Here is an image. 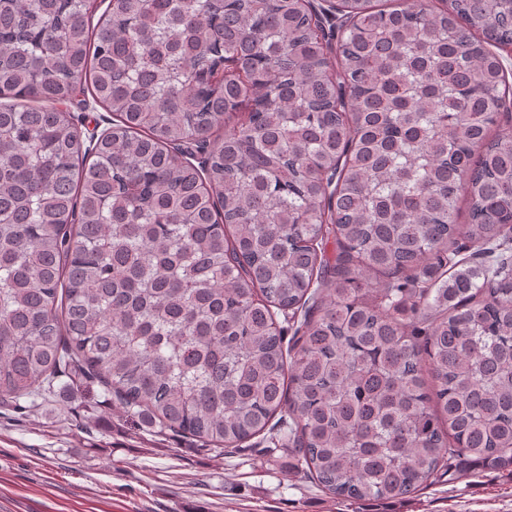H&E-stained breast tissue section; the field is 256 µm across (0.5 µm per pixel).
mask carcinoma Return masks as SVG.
I'll return each mask as SVG.
<instances>
[{
    "label": "carcinoma",
    "instance_id": "obj_1",
    "mask_svg": "<svg viewBox=\"0 0 512 512\" xmlns=\"http://www.w3.org/2000/svg\"><path fill=\"white\" fill-rule=\"evenodd\" d=\"M347 7L334 67L304 0H0L1 399L66 378L219 450L273 432L344 501L512 475V0ZM246 101L206 176L172 153Z\"/></svg>",
    "mask_w": 512,
    "mask_h": 512
}]
</instances>
